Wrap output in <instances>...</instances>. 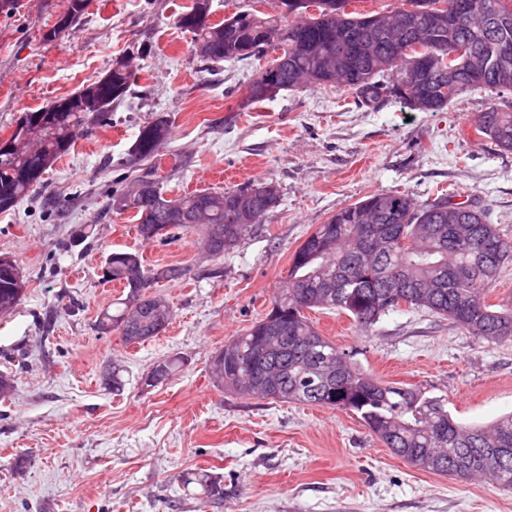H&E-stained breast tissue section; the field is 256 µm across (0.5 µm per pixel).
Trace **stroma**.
Wrapping results in <instances>:
<instances>
[{
  "label": "stroma",
  "mask_w": 512,
  "mask_h": 512,
  "mask_svg": "<svg viewBox=\"0 0 512 512\" xmlns=\"http://www.w3.org/2000/svg\"><path fill=\"white\" fill-rule=\"evenodd\" d=\"M192 0H88L73 33L42 34L64 0H21L0 15V137L26 114L134 59L133 83L105 125L85 126L29 199L0 212V255L17 264L21 299L0 317V512H512V493L436 475L395 456L354 414L281 403L218 386L210 361L267 313L292 255L318 224L378 191L415 201L474 198L512 242V152L476 135L491 95L461 94L442 112L394 99L356 104L351 90L302 86L246 103L261 60L202 61L178 24ZM168 120L171 138L130 167L140 130ZM153 170L166 197L269 183L279 200L233 249L208 254L201 228L142 240L112 191ZM139 253L149 274L180 266L154 291L173 310L142 343L101 333L124 295L102 279L108 254ZM385 382L448 401L458 421L512 414V343L492 345L425 311L362 330L348 315L309 314ZM178 358L150 386L157 361ZM204 470L224 499L205 504L181 478Z\"/></svg>",
  "instance_id": "stroma-1"
}]
</instances>
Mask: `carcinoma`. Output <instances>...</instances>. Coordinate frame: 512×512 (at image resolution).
<instances>
[{
	"mask_svg": "<svg viewBox=\"0 0 512 512\" xmlns=\"http://www.w3.org/2000/svg\"><path fill=\"white\" fill-rule=\"evenodd\" d=\"M317 14L262 13L236 8L233 24H199L194 41L210 44L204 60H245L264 55L272 46L274 77L280 89L304 85L348 88L368 102L393 98L411 110L441 112L462 93L485 89L498 96L512 92V57L503 65L501 45L512 46V0H468L469 10L457 21L437 25L448 0H397L388 12L346 11L348 0H312ZM271 42H266V39ZM352 44L359 52L344 59L343 69L329 71L336 47ZM453 45L466 52L441 57ZM438 57L436 71L423 75L420 87L404 83L425 57ZM454 80H448V70ZM101 111H61L56 103L36 110L47 117L40 153L50 168L70 148L84 125L107 124L112 104L128 92L132 74L126 67L105 74ZM426 94L428 104L413 98ZM478 136L512 151V111L492 103L474 120ZM170 137L167 120L144 126L132 146L129 164L155 155ZM26 161L0 151V194L21 202L41 178L21 176ZM135 182L150 186L146 195L113 193L109 206L138 217L137 233L149 229L165 236L190 224L206 208L202 228L224 231V248H234L249 232L248 224H228L241 208L269 211L278 194L250 195L247 186L165 197L153 174ZM512 261V244L489 223L483 208L471 200L438 196L416 203L399 191L376 192L347 205L318 225L296 248L286 285L272 306L241 336L224 343L223 371L217 384L232 393L289 403L327 406L355 414L395 455L412 467L459 479L481 478L512 492V415L486 425L455 420L446 399L428 396L413 386L386 384L366 371L354 352L341 350L322 336L305 311L345 313L367 330L381 317L399 310H426L488 344L512 341V308L490 304L486 293L498 271ZM103 277L128 289L99 321L103 333L118 330L139 343L159 335L160 321L170 323L168 302L148 291L151 276L140 256L112 252ZM22 289L0 274V315ZM195 485L205 503L224 498L220 480L206 472L183 477Z\"/></svg>",
	"mask_w": 512,
	"mask_h": 512,
	"instance_id": "1",
	"label": "carcinoma"
}]
</instances>
